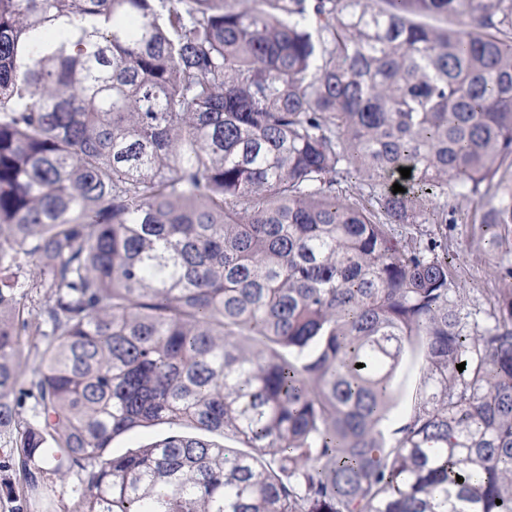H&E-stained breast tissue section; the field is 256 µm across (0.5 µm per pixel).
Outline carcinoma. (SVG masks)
<instances>
[{
    "label": "carcinoma",
    "instance_id": "carcinoma-1",
    "mask_svg": "<svg viewBox=\"0 0 512 512\" xmlns=\"http://www.w3.org/2000/svg\"><path fill=\"white\" fill-rule=\"evenodd\" d=\"M467 217L506 243L512 0H0V446L21 495L512 512V291L482 327L448 243L407 232ZM158 424L176 431L107 453ZM170 432L167 425H155L149 428L137 429L119 435L112 440L108 452L112 455H121L129 450L142 447L153 441L159 440Z\"/></svg>",
    "mask_w": 512,
    "mask_h": 512
}]
</instances>
